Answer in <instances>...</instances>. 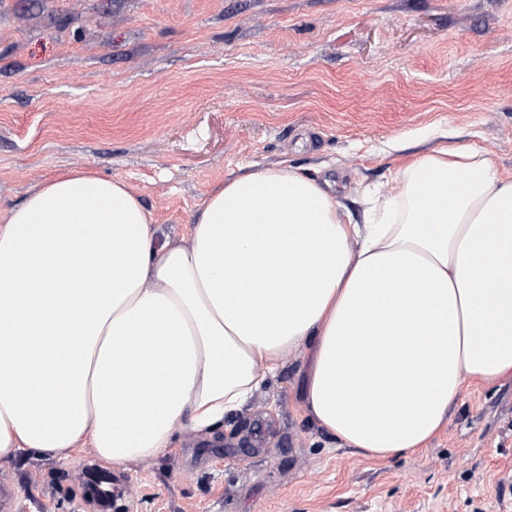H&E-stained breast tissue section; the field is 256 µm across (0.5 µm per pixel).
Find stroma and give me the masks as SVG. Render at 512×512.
<instances>
[{"label": "stroma", "mask_w": 512, "mask_h": 512, "mask_svg": "<svg viewBox=\"0 0 512 512\" xmlns=\"http://www.w3.org/2000/svg\"><path fill=\"white\" fill-rule=\"evenodd\" d=\"M448 146L512 175V0H0V210L60 170L125 180L159 236L286 164L344 205ZM304 359L209 436L113 469L127 512H512V381L466 389L414 456L366 459L302 409ZM84 448L0 467L15 512H99Z\"/></svg>", "instance_id": "stroma-1"}]
</instances>
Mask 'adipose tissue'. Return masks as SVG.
I'll return each instance as SVG.
<instances>
[{"mask_svg": "<svg viewBox=\"0 0 512 512\" xmlns=\"http://www.w3.org/2000/svg\"><path fill=\"white\" fill-rule=\"evenodd\" d=\"M340 185L237 176L180 241L80 168L0 214V465L84 442L115 467L159 457L297 354L306 416L371 460L417 454L465 388L512 379V177L434 149L360 222Z\"/></svg>", "mask_w": 512, "mask_h": 512, "instance_id": "obj_1", "label": "adipose tissue"}]
</instances>
